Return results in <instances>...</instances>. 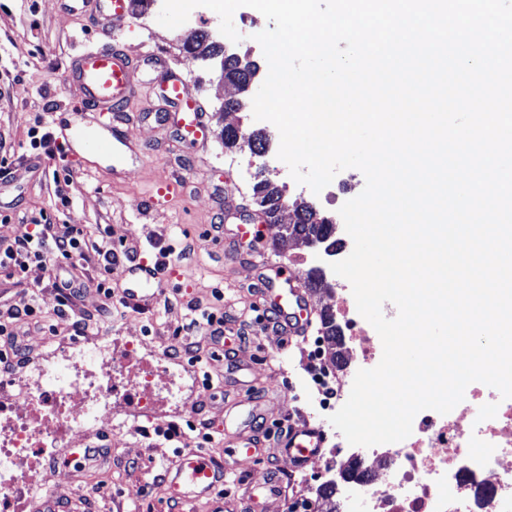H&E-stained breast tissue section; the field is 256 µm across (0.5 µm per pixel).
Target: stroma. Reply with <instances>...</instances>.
<instances>
[{"instance_id":"obj_1","label":"stroma","mask_w":512,"mask_h":512,"mask_svg":"<svg viewBox=\"0 0 512 512\" xmlns=\"http://www.w3.org/2000/svg\"><path fill=\"white\" fill-rule=\"evenodd\" d=\"M218 20L213 10L198 7L178 28H165L153 19L149 31L132 23L117 34L116 45L129 53L164 54L188 81L211 128L203 145L172 142L156 121L158 103L151 88H140L127 103L130 120L126 130L132 141L148 143L149 153L117 176L112 172L111 157L92 161L80 147L58 144L54 159L46 160L37 158L30 145L33 128L78 117L80 109L63 84L68 56L77 45L102 46L103 38L91 20L74 18L59 0H0V143L10 162L25 157L37 160L19 186L13 206L0 212V240L10 243L31 235L35 219L44 215L61 229L79 231L86 241L107 239L116 247H136L139 257L149 261L165 259L164 288L149 306L123 303V292L130 287L132 276L129 262L122 260L106 268L91 265L83 270L87 278L101 277L111 283L116 299L111 314L101 316L102 297L93 289L86 291L77 307L96 317L98 327L113 335L133 334L158 350L171 343L188 342L200 348L199 359L186 354L180 357L181 368L194 372L205 388L198 410L152 426L151 439L133 437L125 444L113 443L106 484L95 496L96 512H181L180 505L165 498L161 477L182 449L178 437L182 431L193 437L194 448H208L215 457L229 460L234 450L224 444L225 419H233L235 429L246 434L253 416L259 415L264 419L260 438L267 457L274 454L278 434L288 425L318 421V381L311 368L314 356H321L326 364L335 361L320 322H313L307 335L289 343L273 329L265 328L253 309L256 286L265 271L252 264L248 255L261 247L267 248L269 258L275 261L303 255L311 264L297 266L298 275H306L311 266L322 268L326 283H333L331 261L343 260L353 249L339 209L363 190L365 178L354 168L339 172L336 179L342 190L331 201L310 191L298 194L288 166L277 157L280 137L276 127L253 117L252 93L241 96L244 111L223 114L219 69L180 47L193 32L213 31ZM233 24L238 29L250 26L252 34L229 43L228 50L255 61L259 71L254 83L262 85L268 64L254 36L271 23L256 9L241 7L233 15ZM229 121L238 123L245 135L266 131L270 180L284 189L289 200H304L334 222L335 256H327L323 248L293 241L281 248H268L260 234L243 241L244 254L237 262L227 260L213 226L223 210L235 215L234 221L225 222V229L250 222L258 170L250 159L247 142H239L231 151L225 149L220 133ZM63 180L69 183L64 202L55 194L57 182ZM169 182L174 185L169 197L157 199L158 188ZM60 274L52 265L33 264L20 285L0 274V310L33 290L44 314L52 315L57 306L54 283ZM217 308L235 316L249 338L237 352L239 369L233 374L228 373L223 352L215 351L204 329L189 336L182 332L191 319ZM267 457L245 468L242 486L229 487L239 512H280L283 502L314 498L325 480L324 464L333 460L334 454L331 448H323L320 459L299 471L290 463H282L289 478L282 482L280 496L265 495L250 502L247 491L261 485L269 466Z\"/></svg>"}]
</instances>
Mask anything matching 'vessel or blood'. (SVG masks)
I'll return each mask as SVG.
<instances>
[{"label": "vessel or blood", "mask_w": 512, "mask_h": 512, "mask_svg": "<svg viewBox=\"0 0 512 512\" xmlns=\"http://www.w3.org/2000/svg\"><path fill=\"white\" fill-rule=\"evenodd\" d=\"M69 12L82 13L91 19L104 38L123 30L131 17V0H65ZM158 70L161 78L155 88L167 108L171 120L170 134L180 143H194L207 136L206 114L190 91L180 72L171 67L166 57L156 54L131 56L120 48H82L75 50L67 67V88L88 119L80 125H58V141L82 142L92 154L111 156L122 162L131 141L123 128V107L139 86L144 85V67ZM136 281L125 295L137 304L150 303L162 290L163 283L155 268L132 265ZM276 275L284 280L285 291L266 289L261 295L265 309L287 325V336L306 335L314 315L307 303L306 291L299 277L286 262L276 265ZM325 443L321 429L302 424L294 427L281 443L283 453L296 464L303 465L318 456ZM167 479L171 500L192 505L212 496L220 485L238 478L237 467L199 452L177 456Z\"/></svg>", "instance_id": "vessel-or-blood-1"}]
</instances>
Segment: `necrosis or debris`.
<instances>
[{
	"mask_svg": "<svg viewBox=\"0 0 512 512\" xmlns=\"http://www.w3.org/2000/svg\"><path fill=\"white\" fill-rule=\"evenodd\" d=\"M348 281H336L332 312L349 333L343 365L320 385L335 409L351 380L349 367L377 366L375 333L359 318ZM172 349L135 336L86 333L45 341L37 357L0 371V512H28L32 499L58 494L49 462L75 442L120 436L140 418L161 423L197 409V382L182 384ZM463 410L420 411L403 441L353 447L332 432L348 466L337 512H512V399L481 383L465 390ZM476 412L465 421V411Z\"/></svg>",
	"mask_w": 512,
	"mask_h": 512,
	"instance_id": "1",
	"label": "necrosis or debris"
}]
</instances>
